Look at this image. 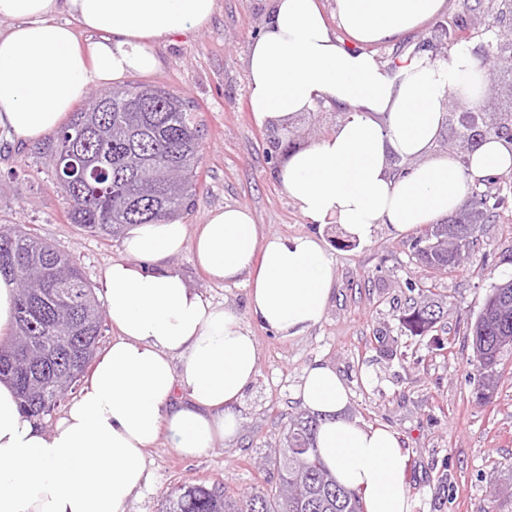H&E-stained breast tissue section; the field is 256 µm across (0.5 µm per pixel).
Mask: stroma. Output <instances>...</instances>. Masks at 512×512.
<instances>
[{
	"label": "stroma",
	"mask_w": 512,
	"mask_h": 512,
	"mask_svg": "<svg viewBox=\"0 0 512 512\" xmlns=\"http://www.w3.org/2000/svg\"><path fill=\"white\" fill-rule=\"evenodd\" d=\"M269 0H218L210 24L157 48L164 60L154 74L132 82L160 83L187 99L201 129L199 177L180 217L187 228L225 206L249 208L263 233L312 232L278 182L282 148L258 128L247 105L246 48L262 30ZM493 90L478 104L487 115L512 110V69L490 68ZM342 115L309 112L279 130L283 140L311 143L330 133ZM503 208L480 227L477 244L459 269L419 268L411 236L378 226L371 242L352 240L337 224L317 228L331 263L333 290L321 323L283 337L250 323L258 347V375L237 411L239 432L207 455L185 458L168 440L148 451L147 484L128 512H162L169 492L185 483L223 482L247 494L278 479L274 450L291 414L302 406L295 391L307 367L332 366L351 397L349 417L396 430L410 453L406 486L411 512H512V346L500 354L498 385L482 396L483 374L471 327L491 285L512 276V178L500 180ZM68 203L53 168L35 145L19 146L0 134V224H22L58 251L75 257L95 294L103 271L124 258L121 237L103 239L70 224ZM170 266L215 302L247 310L245 282L216 284L191 252ZM436 301L434 330L412 335L401 322L420 302Z\"/></svg>",
	"instance_id": "1"
}]
</instances>
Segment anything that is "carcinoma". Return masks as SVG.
Wrapping results in <instances>:
<instances>
[{
	"mask_svg": "<svg viewBox=\"0 0 512 512\" xmlns=\"http://www.w3.org/2000/svg\"><path fill=\"white\" fill-rule=\"evenodd\" d=\"M101 98L110 101L104 110L93 111L98 97H89L38 154L53 163L70 223L105 239L131 224L175 217L196 190L200 135L184 98L161 86L127 84ZM168 169L181 177L165 180ZM479 229L458 219L426 227L413 239L416 261L433 271L455 267ZM0 275L18 286L13 340L0 350V375L14 385L22 412L41 418L61 403L60 387L87 372L105 315L78 262L22 225L0 224ZM439 318L427 303L404 323L421 335ZM473 335L477 363L487 371L483 384L493 389L499 355L512 346V282L493 286ZM25 336L34 339V349ZM317 428L314 416L290 417L274 491L239 495L219 482L185 484L169 495L165 512H364L359 498L322 466Z\"/></svg>",
	"mask_w": 512,
	"mask_h": 512,
	"instance_id": "obj_1",
	"label": "carcinoma"
}]
</instances>
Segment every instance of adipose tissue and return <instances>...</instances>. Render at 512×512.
I'll return each mask as SVG.
<instances>
[{
	"instance_id": "ef3b65f1",
	"label": "adipose tissue",
	"mask_w": 512,
	"mask_h": 512,
	"mask_svg": "<svg viewBox=\"0 0 512 512\" xmlns=\"http://www.w3.org/2000/svg\"><path fill=\"white\" fill-rule=\"evenodd\" d=\"M447 0H270L246 50L248 105L258 127L280 129L322 105L341 109L330 133L287 152L276 177L311 224L360 241L378 225L397 235L456 211L470 184L512 171V146L490 137L467 164L435 152L455 91L476 100L484 82L470 48L447 59L418 51L384 65L368 43H394L441 15ZM217 0H0V133L18 145L58 130L93 88L148 75L158 44L207 26ZM335 24H328V17ZM410 161L396 175L392 157ZM126 259L103 273L117 336L76 399L51 426L25 417L0 381V512H128L147 481L146 451L167 438L196 458L232 439L237 405L257 374L245 319L295 337L323 318L333 287L318 236L261 234L248 208L208 213L194 234L177 220L136 224ZM192 249L218 282L245 281L248 312L214 303L169 266ZM319 418L316 450L365 512H411L410 454L396 431L349 419V390L327 364L296 389Z\"/></svg>"
}]
</instances>
